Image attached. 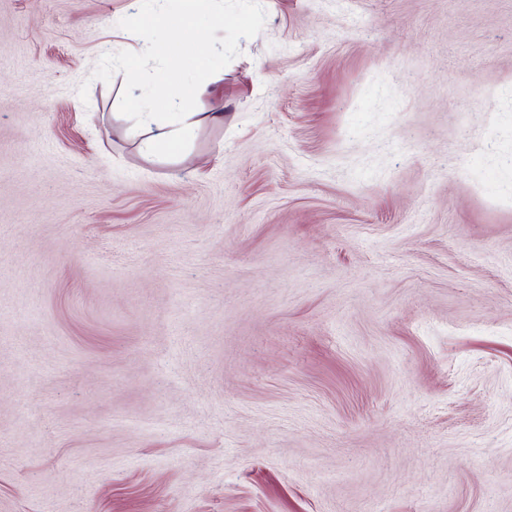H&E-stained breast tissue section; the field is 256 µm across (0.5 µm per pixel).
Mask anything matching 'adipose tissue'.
<instances>
[{
  "instance_id": "adipose-tissue-1",
  "label": "adipose tissue",
  "mask_w": 512,
  "mask_h": 512,
  "mask_svg": "<svg viewBox=\"0 0 512 512\" xmlns=\"http://www.w3.org/2000/svg\"><path fill=\"white\" fill-rule=\"evenodd\" d=\"M223 120L220 112H178L169 120L158 119L152 112L142 113V123L150 128L142 148L151 156H176L191 131Z\"/></svg>"
}]
</instances>
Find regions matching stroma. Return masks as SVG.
<instances>
[{"instance_id":"stroma-1","label":"stroma","mask_w":512,"mask_h":512,"mask_svg":"<svg viewBox=\"0 0 512 512\" xmlns=\"http://www.w3.org/2000/svg\"><path fill=\"white\" fill-rule=\"evenodd\" d=\"M129 2L0 0V512H512V0H262L173 163ZM139 114L141 122L149 128L142 149L151 156L175 157L191 131L224 122V115L220 112H175L170 120H159L155 112Z\"/></svg>"}]
</instances>
